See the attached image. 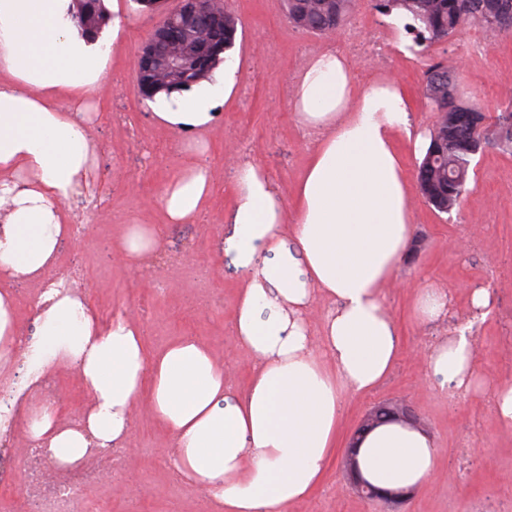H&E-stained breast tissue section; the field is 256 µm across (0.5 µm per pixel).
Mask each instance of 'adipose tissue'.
<instances>
[{"label": "adipose tissue", "mask_w": 512, "mask_h": 512, "mask_svg": "<svg viewBox=\"0 0 512 512\" xmlns=\"http://www.w3.org/2000/svg\"><path fill=\"white\" fill-rule=\"evenodd\" d=\"M112 29L93 39L71 22L74 0H0V387L13 403L43 377L75 368L91 401L73 424L43 406L26 429L30 445L78 466L92 449L127 443L133 413L149 400L170 432V467L207 490L220 512H288L320 485L336 441L337 404L388 375L400 353L385 288L413 238L412 195L395 143L415 157L430 142L410 121L396 84L354 92L344 58L328 49L308 59L292 89L304 130L316 133L293 199L259 166L243 163L224 241L247 279L235 304L237 343L251 359L239 389L205 345L184 338L149 352L137 320L100 321L82 295L49 282L59 243L70 232L68 202L90 186L95 145L81 103L100 83L126 30L119 0H105ZM239 62L225 60L190 88L159 93L156 118L175 133L210 128L236 97ZM206 145L166 188L168 223L193 224L215 191ZM152 225H124L115 249L132 266L160 244ZM41 284L37 338L16 327V281ZM326 300L319 329L308 315ZM26 372L14 380L13 367ZM430 372L463 393L479 390L472 324L463 321L429 350ZM437 450L423 432L384 424L366 433L358 461L380 487L411 488L435 474Z\"/></svg>", "instance_id": "obj_1"}]
</instances>
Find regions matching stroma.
Instances as JSON below:
<instances>
[{
	"mask_svg": "<svg viewBox=\"0 0 512 512\" xmlns=\"http://www.w3.org/2000/svg\"><path fill=\"white\" fill-rule=\"evenodd\" d=\"M129 32L106 75L87 98L97 153L92 178L100 195L72 199L70 215L78 232L58 250L54 276H71L101 318L122 310L142 324L145 344L156 349L192 337L207 343L237 387L249 377L250 361L232 334L234 305L245 280L224 239L225 216L240 163L260 166L284 196L305 168L313 147L291 105L293 79L307 59L331 46L345 58L355 85L377 76L364 43L318 36L289 24L283 0H230L240 20L233 54L242 58L240 91L222 105L217 126L203 133L206 162L220 192L195 224L166 225L160 205L169 179L185 153L180 135L163 129L134 90L137 55L153 27L173 7L159 0L150 10L124 0ZM480 33L463 25L433 43L422 57L392 53L388 78L398 80L410 101L413 123L430 128L434 114L424 94L430 61H444L456 72L461 91L483 112L512 105V35L499 37L489 55L474 58L466 46ZM468 192L450 214L414 198L415 241L387 286V307L396 320L402 348L389 375L373 390L344 396L339 405L336 448L325 481L288 512H394L356 495L347 485L343 450L375 404L407 400L418 427L438 450L437 474L396 512H512V429L503 427L482 393L465 397L435 391L427 351L448 336L454 323L476 317L471 296L489 292L491 306L476 317L478 368L487 387L512 383V155L487 146L474 158ZM163 229L159 260L125 263L114 249L121 225L131 220ZM166 286L164 293L154 283ZM445 290L447 316L421 322L413 313L417 289ZM54 405L64 418L81 415L89 395L74 371L53 379ZM170 437L147 406L134 412L130 441L107 448L123 460L104 480L84 486L80 501L94 512H217L214 500L195 484L176 479L167 462Z\"/></svg>",
	"mask_w": 512,
	"mask_h": 512,
	"instance_id": "stroma-1",
	"label": "stroma"
}]
</instances>
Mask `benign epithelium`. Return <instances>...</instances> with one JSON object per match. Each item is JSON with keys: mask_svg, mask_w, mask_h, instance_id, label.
Instances as JSON below:
<instances>
[{"mask_svg": "<svg viewBox=\"0 0 512 512\" xmlns=\"http://www.w3.org/2000/svg\"><path fill=\"white\" fill-rule=\"evenodd\" d=\"M228 10L226 0H177L176 6L153 27L141 47L136 70L134 90L137 95L150 91L152 82L174 79L186 71L206 72L211 64L219 31L224 27V14ZM390 420L414 426L417 418L409 405L379 404L361 422L358 431ZM359 435L351 438L344 450V467L351 485L368 498L397 502L411 494L409 489L377 487L361 473L355 444Z\"/></svg>", "mask_w": 512, "mask_h": 512, "instance_id": "obj_1", "label": "benign epithelium"}]
</instances>
